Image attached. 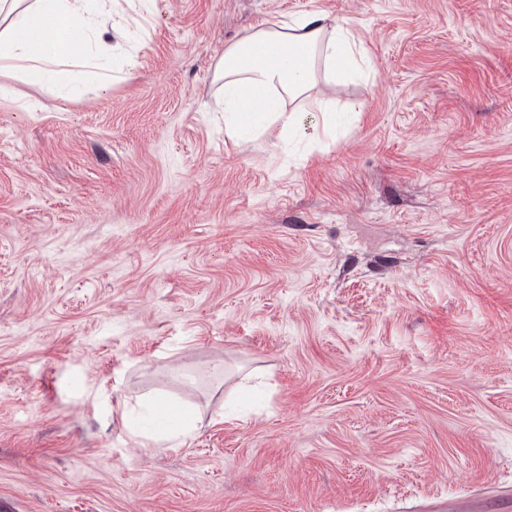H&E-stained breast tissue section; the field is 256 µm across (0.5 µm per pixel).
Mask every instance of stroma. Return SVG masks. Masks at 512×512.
Wrapping results in <instances>:
<instances>
[{
    "label": "stroma",
    "mask_w": 512,
    "mask_h": 512,
    "mask_svg": "<svg viewBox=\"0 0 512 512\" xmlns=\"http://www.w3.org/2000/svg\"><path fill=\"white\" fill-rule=\"evenodd\" d=\"M368 70L234 144L226 46ZM108 87L0 71V512H436L512 487V0H150ZM196 437L141 447L142 399ZM266 53L276 55L271 60ZM364 55L352 31L328 14L282 16L261 24L224 49L217 71L224 80L216 109L224 112V133L243 140L278 125L310 138L331 131L335 109L319 108L320 120L302 126L294 108L310 96L317 71L332 79L361 69ZM319 66V69H318ZM308 129L310 130L309 132ZM172 416L175 419L173 428L163 434H138L134 436L141 440L146 439V444L157 448H175L184 445L193 439L199 430V414L191 407H180L174 410Z\"/></svg>",
    "instance_id": "stroma-1"
}]
</instances>
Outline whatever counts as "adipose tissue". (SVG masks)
Here are the masks:
<instances>
[{
  "mask_svg": "<svg viewBox=\"0 0 512 512\" xmlns=\"http://www.w3.org/2000/svg\"><path fill=\"white\" fill-rule=\"evenodd\" d=\"M134 5L135 0H0V63L13 62L26 83L62 92L66 65L82 67L89 80L109 83L112 17ZM41 21L59 27L57 41L36 37ZM364 64L352 31L330 15L285 16L261 24L227 46L217 65L223 85L216 107L224 114L225 135L241 140L275 125L313 138L331 131L332 107H320L319 121L305 127L293 104L309 97L317 76L333 78ZM173 417L170 431L147 435L149 445L175 448L195 437L200 418L193 408H177Z\"/></svg>",
  "mask_w": 512,
  "mask_h": 512,
  "instance_id": "1",
  "label": "adipose tissue"
}]
</instances>
